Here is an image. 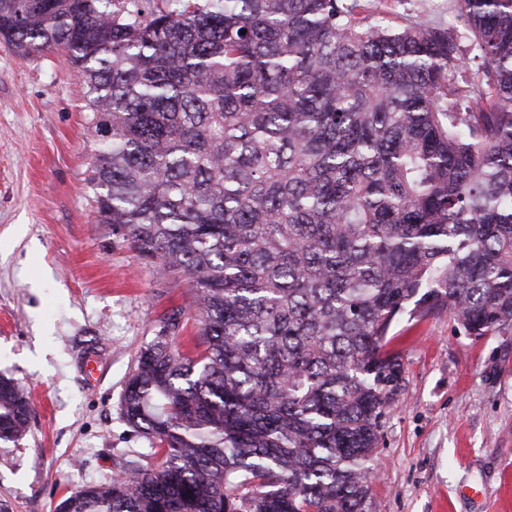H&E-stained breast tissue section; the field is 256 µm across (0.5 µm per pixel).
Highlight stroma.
<instances>
[{"label": "stroma", "mask_w": 512, "mask_h": 512, "mask_svg": "<svg viewBox=\"0 0 512 512\" xmlns=\"http://www.w3.org/2000/svg\"><path fill=\"white\" fill-rule=\"evenodd\" d=\"M396 25L447 20L454 0H361ZM64 53L0 43V374L30 401L29 431L0 448V512H52L149 454L120 400L186 283L95 220V138ZM387 347L400 381L367 462L368 512H512V331L476 338L447 309L401 316Z\"/></svg>", "instance_id": "obj_1"}]
</instances>
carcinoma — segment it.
Returning a JSON list of instances; mask_svg holds the SVG:
<instances>
[{
  "label": "carcinoma",
  "instance_id": "carcinoma-1",
  "mask_svg": "<svg viewBox=\"0 0 512 512\" xmlns=\"http://www.w3.org/2000/svg\"><path fill=\"white\" fill-rule=\"evenodd\" d=\"M357 0H0L64 52L96 221L187 282L121 400L151 461L54 512H366L407 312L512 328V0L392 27ZM474 55L461 57L459 40ZM30 404L0 375V444Z\"/></svg>",
  "mask_w": 512,
  "mask_h": 512
}]
</instances>
